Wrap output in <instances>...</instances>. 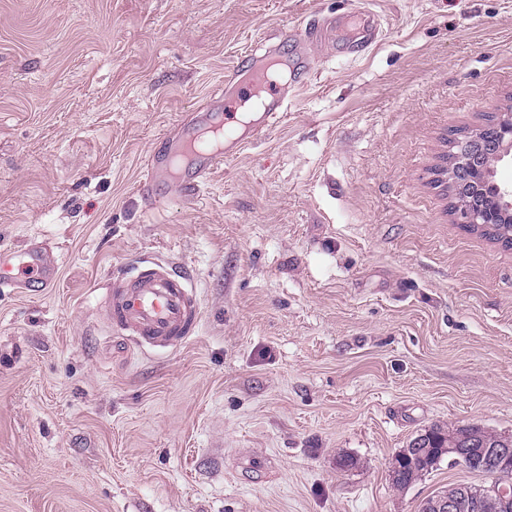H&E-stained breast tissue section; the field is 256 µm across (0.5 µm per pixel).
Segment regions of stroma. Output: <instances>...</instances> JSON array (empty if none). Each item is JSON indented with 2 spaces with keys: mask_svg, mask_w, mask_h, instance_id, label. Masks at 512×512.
Here are the masks:
<instances>
[{
  "mask_svg": "<svg viewBox=\"0 0 512 512\" xmlns=\"http://www.w3.org/2000/svg\"><path fill=\"white\" fill-rule=\"evenodd\" d=\"M283 34L287 118L149 207L163 134ZM511 106L512 0H0V248L61 270L0 293V512H418L487 485L389 469L433 425L512 436V249L460 228L444 174ZM147 256L197 292L181 345L108 320ZM165 168L158 159H151L146 166L143 178L139 181L137 192L145 198H149L155 204L160 198L153 197V188L156 182L164 178Z\"/></svg>",
  "mask_w": 512,
  "mask_h": 512,
  "instance_id": "stroma-1",
  "label": "stroma"
}]
</instances>
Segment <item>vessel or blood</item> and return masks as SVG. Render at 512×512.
Segmentation results:
<instances>
[{
	"mask_svg": "<svg viewBox=\"0 0 512 512\" xmlns=\"http://www.w3.org/2000/svg\"><path fill=\"white\" fill-rule=\"evenodd\" d=\"M238 66L251 69L252 82L237 96L225 97L223 114L214 116L209 131L215 147H198V139L186 134L179 155L191 159V169L182 183L180 202L187 203L200 194L209 176L224 162L240 155L245 148L261 139L288 115V101L271 91L269 66L257 54L237 60ZM165 168L151 159L137 186L138 193L152 197L156 182L164 177ZM59 278L55 256L33 244L25 252L0 250V288H51ZM112 328L130 337L137 346L164 347L190 338L198 322L199 304L187 276L169 264L148 258L134 264L126 277L108 290Z\"/></svg>",
	"mask_w": 512,
	"mask_h": 512,
	"instance_id": "1",
	"label": "vessel or blood"
}]
</instances>
